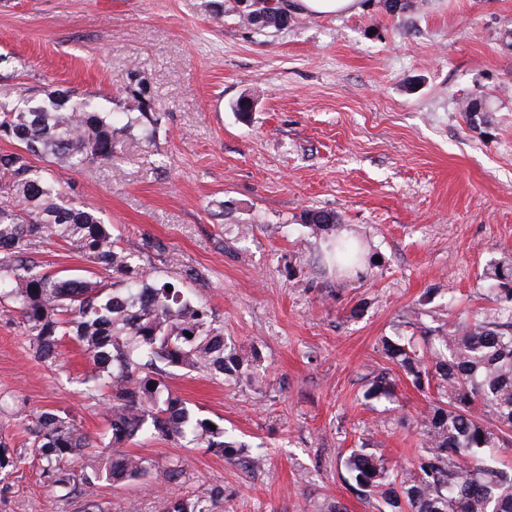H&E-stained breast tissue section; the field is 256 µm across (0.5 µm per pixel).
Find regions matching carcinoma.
<instances>
[{
	"label": "carcinoma",
	"mask_w": 512,
	"mask_h": 512,
	"mask_svg": "<svg viewBox=\"0 0 512 512\" xmlns=\"http://www.w3.org/2000/svg\"><path fill=\"white\" fill-rule=\"evenodd\" d=\"M253 4L256 8L245 14L250 25L277 27L266 0ZM123 90L124 124L118 127L94 95L68 89L40 94L22 82L0 85V138L16 144V150L0 154V304H11L22 335L43 364L63 368L64 341L78 346L90 365L80 380L83 398L96 400L103 388L109 389L106 427L94 438L55 411L41 412L25 428L22 450L0 437V474L30 454L43 481L63 500L99 481L186 480L185 460L160 464L126 450L148 433L254 468L263 465L259 455L243 456L244 446L223 426L196 414L165 383L177 372L239 376L252 361L247 350L228 346L207 303L170 280L150 277L116 247L112 225L62 195L61 174L113 164L124 132L137 126L145 137L153 135L157 113L148 111L130 86ZM34 158L54 168L37 167ZM305 222L327 232L336 229L338 218L314 209L306 212ZM43 239L62 242L99 265L108 280L43 271L32 257ZM332 250L338 265L362 261L357 247L339 235ZM488 275L498 282L499 321L429 328L423 350L412 336L382 343L415 388L438 392L420 422L423 451L415 457L411 477L385 467L368 443L347 458L345 482L367 497L378 496L384 512H512V467L496 465L489 453L512 448V261L491 265ZM395 390L391 374L380 373L366 398L391 399ZM222 500L224 489L214 488L166 499L161 512H215Z\"/></svg>",
	"instance_id": "1"
}]
</instances>
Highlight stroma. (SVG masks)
Instances as JSON below:
<instances>
[{
  "instance_id": "35a3bbf8",
  "label": "stroma",
  "mask_w": 512,
  "mask_h": 512,
  "mask_svg": "<svg viewBox=\"0 0 512 512\" xmlns=\"http://www.w3.org/2000/svg\"><path fill=\"white\" fill-rule=\"evenodd\" d=\"M250 0H0V76L39 89L73 88L121 111L130 71L160 121L152 141L123 136L115 164L64 177L75 204L114 226L116 244L152 276L179 282L213 309L228 341L251 350L257 382L203 372L170 389L245 444L252 471L203 448L143 438L130 451L187 458L188 482L152 477L85 487L61 500L22 462L0 512H159L162 498L220 486L216 512H377L343 481L359 438L379 442L387 466L410 467L417 419L431 391L395 370L396 402L364 399L389 365L381 340L493 313V263L512 259V0H360L349 15L289 13L260 30ZM20 59L25 67L13 71ZM250 97L254 111L233 106ZM481 98L485 110L464 107ZM336 212L366 257L340 275L329 236L304 224ZM49 272L106 273L62 243L43 240ZM199 271L186 279L187 270ZM66 370L38 361L15 316L0 314V435L25 445L46 410L84 433L104 423L77 378L88 363L73 343Z\"/></svg>"
}]
</instances>
